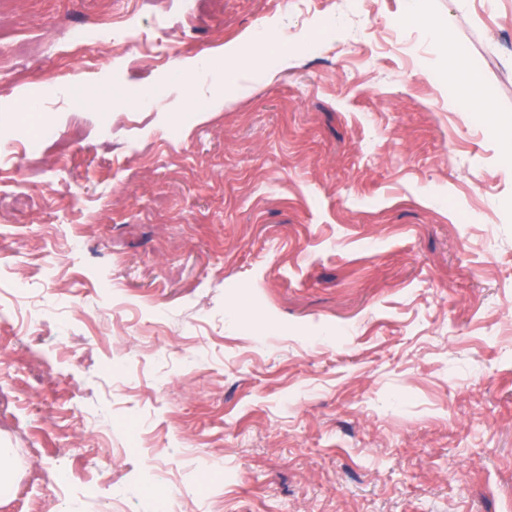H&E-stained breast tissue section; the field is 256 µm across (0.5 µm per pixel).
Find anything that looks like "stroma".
Masks as SVG:
<instances>
[{
  "mask_svg": "<svg viewBox=\"0 0 512 512\" xmlns=\"http://www.w3.org/2000/svg\"><path fill=\"white\" fill-rule=\"evenodd\" d=\"M408 7L0 0V512H512V0ZM247 41H262L266 55L278 53L285 42L276 24H266L262 28L253 31L247 36ZM289 59L288 50L281 51L277 55V65L286 67Z\"/></svg>",
  "mask_w": 512,
  "mask_h": 512,
  "instance_id": "stroma-1",
  "label": "stroma"
}]
</instances>
